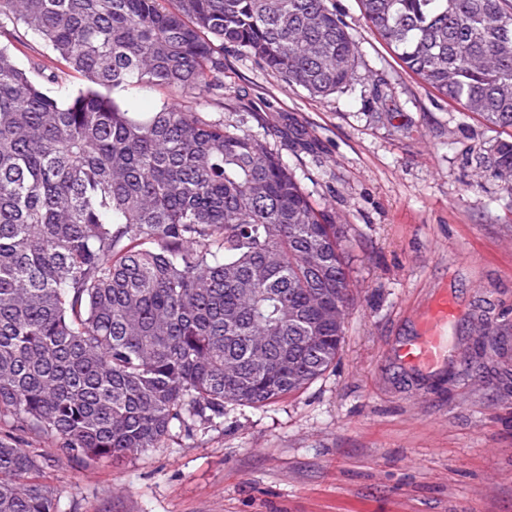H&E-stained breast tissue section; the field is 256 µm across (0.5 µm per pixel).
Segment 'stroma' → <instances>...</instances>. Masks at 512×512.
Segmentation results:
<instances>
[{"mask_svg": "<svg viewBox=\"0 0 512 512\" xmlns=\"http://www.w3.org/2000/svg\"><path fill=\"white\" fill-rule=\"evenodd\" d=\"M329 5L358 45L352 90L311 96L228 47L223 107L197 108L266 134L346 225L335 363L285 399L93 468L21 435L59 512H512V194L469 164L493 133L406 69L359 0ZM443 295L458 309L450 359L403 365L397 345Z\"/></svg>", "mask_w": 512, "mask_h": 512, "instance_id": "stroma-1", "label": "stroma"}]
</instances>
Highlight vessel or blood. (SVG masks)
<instances>
[{"mask_svg":"<svg viewBox=\"0 0 512 512\" xmlns=\"http://www.w3.org/2000/svg\"><path fill=\"white\" fill-rule=\"evenodd\" d=\"M455 317V307L449 300L437 302L426 316L413 339L400 344L397 356L414 367L429 368L442 361L448 352V328Z\"/></svg>","mask_w":512,"mask_h":512,"instance_id":"1","label":"vessel or blood"}]
</instances>
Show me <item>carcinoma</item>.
I'll use <instances>...</instances> for the list:
<instances>
[{
  "label": "carcinoma",
  "instance_id": "obj_1",
  "mask_svg": "<svg viewBox=\"0 0 512 512\" xmlns=\"http://www.w3.org/2000/svg\"><path fill=\"white\" fill-rule=\"evenodd\" d=\"M0 0L89 86L54 97L0 47V512H58L17 433L78 466L176 422L263 407L335 362L345 235L263 135L135 86L224 103V46L327 97L357 45L329 0ZM427 86L512 129V0H360ZM512 193V139L471 158ZM126 97L131 99L141 109H150L153 105L165 98L167 91L154 88H132L125 93Z\"/></svg>",
  "mask_w": 512,
  "mask_h": 512
}]
</instances>
